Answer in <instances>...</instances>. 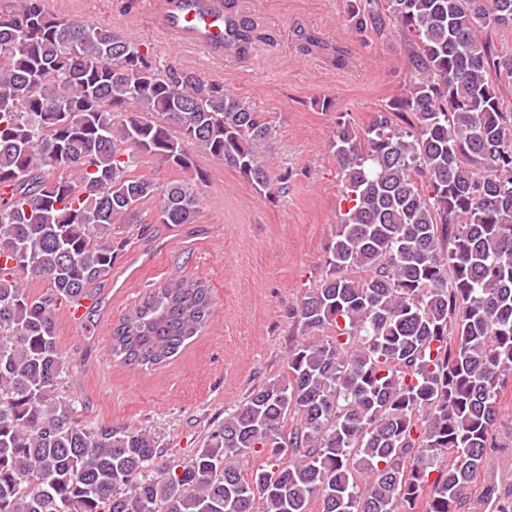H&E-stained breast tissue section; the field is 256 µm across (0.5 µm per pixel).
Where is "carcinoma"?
I'll return each instance as SVG.
<instances>
[{
    "mask_svg": "<svg viewBox=\"0 0 512 512\" xmlns=\"http://www.w3.org/2000/svg\"><path fill=\"white\" fill-rule=\"evenodd\" d=\"M349 25L407 37V92L333 128L349 208L289 310L303 342L172 464L146 432L80 419L56 314L107 279L145 201L158 224L199 212L197 183L159 187L138 159L188 171L203 151L279 191L272 124L108 25L0 9V512H464L512 384V53L481 36L512 29V0H364ZM258 38L224 0V47ZM214 305L205 281L168 280L112 328V357L166 363Z\"/></svg>",
    "mask_w": 512,
    "mask_h": 512,
    "instance_id": "carcinoma-1",
    "label": "carcinoma"
}]
</instances>
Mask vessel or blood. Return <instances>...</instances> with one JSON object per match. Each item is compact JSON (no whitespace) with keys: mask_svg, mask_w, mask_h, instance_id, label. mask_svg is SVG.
<instances>
[{"mask_svg":"<svg viewBox=\"0 0 512 512\" xmlns=\"http://www.w3.org/2000/svg\"><path fill=\"white\" fill-rule=\"evenodd\" d=\"M157 29L174 40L224 53V0H154Z\"/></svg>","mask_w":512,"mask_h":512,"instance_id":"b4317fda","label":"vessel or blood"}]
</instances>
